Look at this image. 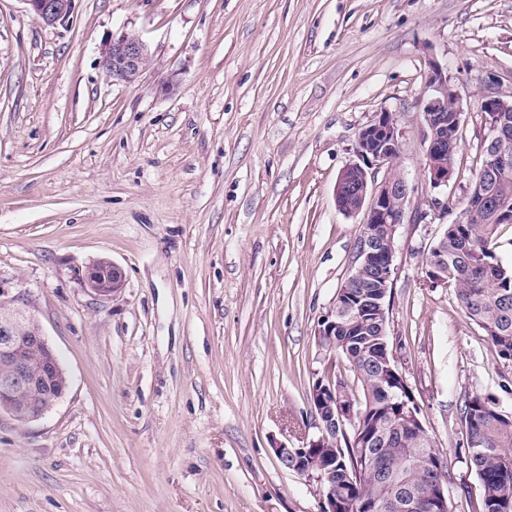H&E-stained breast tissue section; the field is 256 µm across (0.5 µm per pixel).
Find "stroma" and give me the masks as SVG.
Instances as JSON below:
<instances>
[{
    "label": "stroma",
    "instance_id": "35a3bbf8",
    "mask_svg": "<svg viewBox=\"0 0 512 512\" xmlns=\"http://www.w3.org/2000/svg\"><path fill=\"white\" fill-rule=\"evenodd\" d=\"M121 28L151 52L131 84L99 67ZM435 62L462 109L444 189L418 116ZM491 82L512 93V0H78L53 27L0 0V288L68 380L42 417L0 416V512H319L276 451L316 434L309 391L343 367L314 335L362 228L334 187L382 111L427 213L398 228L389 348L450 512H480L464 405L512 413V363L425 258L459 218L430 201L466 197ZM101 259L124 276L109 297L82 281Z\"/></svg>",
    "mask_w": 512,
    "mask_h": 512
}]
</instances>
